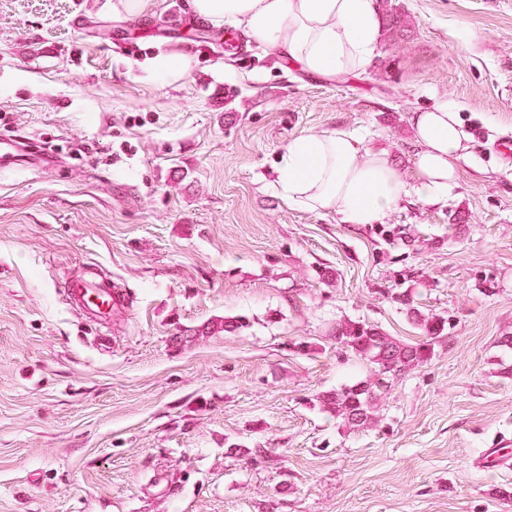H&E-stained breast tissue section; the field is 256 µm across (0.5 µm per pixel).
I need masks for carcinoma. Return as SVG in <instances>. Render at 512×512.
I'll return each mask as SVG.
<instances>
[{
    "mask_svg": "<svg viewBox=\"0 0 512 512\" xmlns=\"http://www.w3.org/2000/svg\"><path fill=\"white\" fill-rule=\"evenodd\" d=\"M384 17L385 27L390 34L401 36L407 27L402 13L392 7L384 13ZM394 301L406 307L413 323L421 331L423 340L407 343L360 320H346L336 325V343L354 356L376 366L374 378L351 381L322 395L320 399L326 410L353 431L377 424L379 401L384 388L402 372L430 360L435 343L446 328L445 319L421 311L414 305L409 294L398 293Z\"/></svg>",
    "mask_w": 512,
    "mask_h": 512,
    "instance_id": "cac0c4a2",
    "label": "carcinoma"
}]
</instances>
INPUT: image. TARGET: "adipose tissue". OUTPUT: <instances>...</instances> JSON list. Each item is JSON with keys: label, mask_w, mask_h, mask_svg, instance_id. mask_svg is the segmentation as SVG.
<instances>
[{"label": "adipose tissue", "mask_w": 512, "mask_h": 512, "mask_svg": "<svg viewBox=\"0 0 512 512\" xmlns=\"http://www.w3.org/2000/svg\"><path fill=\"white\" fill-rule=\"evenodd\" d=\"M195 17L243 30L299 70L345 77L367 70L381 38L378 0H191ZM193 56L165 47L137 64L139 78L172 85L193 68ZM417 147L415 183L402 177L391 154L363 146L345 130L302 134L285 147L276 188L289 203L333 211L342 223H383L416 195L436 203L456 182V162L468 149L458 107L444 100L410 119Z\"/></svg>", "instance_id": "obj_1"}]
</instances>
